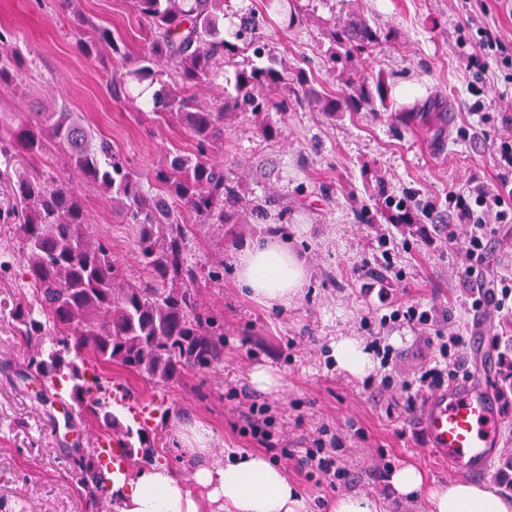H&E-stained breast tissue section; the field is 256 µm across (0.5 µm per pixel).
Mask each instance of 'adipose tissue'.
<instances>
[{"instance_id":"obj_1","label":"adipose tissue","mask_w":512,"mask_h":512,"mask_svg":"<svg viewBox=\"0 0 512 512\" xmlns=\"http://www.w3.org/2000/svg\"><path fill=\"white\" fill-rule=\"evenodd\" d=\"M235 268L240 285L268 304L287 303L306 281L303 264L272 237L240 249ZM190 436L195 453L204 458L190 481L174 478L163 465L141 471L129 481L114 479L121 512H207L212 503L219 504L222 512H302L299 490L263 455L216 458L206 429L191 428ZM390 484L402 497L426 493L429 512H512V499L488 486L453 479L425 490L422 473L412 466L394 470Z\"/></svg>"}]
</instances>
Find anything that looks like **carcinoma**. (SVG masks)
Wrapping results in <instances>:
<instances>
[{"label":"carcinoma","instance_id":"carcinoma-1","mask_svg":"<svg viewBox=\"0 0 512 512\" xmlns=\"http://www.w3.org/2000/svg\"><path fill=\"white\" fill-rule=\"evenodd\" d=\"M73 17V35L80 48L109 49L127 59L125 44L112 32L62 0ZM228 0H132L145 36V47L132 67L111 81L117 86L144 87L137 94L155 120H172L194 140L191 154L174 153L156 172L163 185L157 193L143 184L122 154L98 130L61 107L54 112H25L8 132H0V185L9 187L13 204L0 205V224H13L25 245L24 270L29 288L0 294V317L27 347L20 382L44 385L41 399L68 397L79 407L69 428L91 427L86 443L74 442L68 464L81 475L82 496L98 506L110 497V479L101 469L106 449H118L117 473L130 479L146 464L166 453L165 435L123 424L112 412V382L101 371L117 364L155 389L191 371L216 368L224 361V323L198 299L196 273L188 264V225L183 213L203 224H228L243 210L256 220L269 217L288 223V206L274 195L242 193L239 178L214 159L222 149L224 120L238 113L249 117L266 136L277 134L272 113L286 111L293 98L298 106L321 105L334 113L339 104L324 99L288 61L262 45L256 12L240 20L235 40L224 37L221 14ZM276 6L289 23L302 20L301 0H262ZM327 69L371 53L382 33L369 20L354 15L327 29ZM16 29L0 24V84L11 80L17 43ZM230 90L214 111L200 103L198 89L224 76ZM345 108L359 112L379 105L389 110L384 80L370 90L346 81ZM423 121L442 134L448 114L439 107L422 112ZM63 152L70 168L86 182L112 197L121 223L140 232L141 262L152 279L131 282L112 258L107 243L88 231L86 210L73 178L34 165L47 146ZM26 163L11 169L12 159ZM100 372L87 376L88 356Z\"/></svg>","mask_w":512,"mask_h":512}]
</instances>
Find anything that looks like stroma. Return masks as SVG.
<instances>
[{"instance_id":"35a3bbf8","label":"stroma","mask_w":512,"mask_h":512,"mask_svg":"<svg viewBox=\"0 0 512 512\" xmlns=\"http://www.w3.org/2000/svg\"><path fill=\"white\" fill-rule=\"evenodd\" d=\"M79 6L118 35L132 55L140 54L144 41L131 0H79ZM350 12L392 34L345 73L370 84L385 79L392 111L330 114L292 104L277 116L281 133L272 138L246 115L226 122L225 168L242 175L247 191L287 198L288 221L203 224L185 214L197 291L204 306L224 319V362L156 390L113 369V382L124 389L113 392L111 403L123 423L166 435L165 465L186 480L201 457L184 450L182 428H206L218 456L261 453L265 447L252 438L245 411L252 401L265 402L275 420L276 447H307L324 429L343 440L349 486L315 484L295 462L281 461L305 512H330L332 502L347 494L370 497L380 512H427L425 496H397L388 474L376 472L373 462L383 454L394 467H416L429 489L449 480L413 427L418 394L405 387L433 365L434 329L381 325L387 306L370 290L382 287L391 300L433 308L434 328L450 324L465 336H486L500 351L512 346V320L491 309H462L463 258L439 230L448 221L449 191L498 183L496 151L512 122V69L490 68L485 96L475 94L478 81L459 41L473 44L478 36L460 0H310L302 25L266 16L263 40L316 89L337 99L342 76L325 66V22ZM0 22L25 33L18 72L0 86V120L6 125H17L22 112L48 99L67 106L92 121L146 184L168 152L193 151V139L176 123L154 122L137 103L113 97L109 83L121 65L108 54L77 49L60 0H0ZM430 102L448 110V128L439 136L408 114ZM81 191L94 234L111 243L129 280L146 278L137 227L121 223L100 190L85 183ZM410 198L417 201L416 223H396L387 201ZM490 230L488 258L476 273L512 279V226L494 224ZM386 233L398 241L388 258L381 240ZM269 234L287 242L307 271L303 288L285 305L252 298L239 286L232 263L238 248ZM219 265L223 275L212 278ZM343 336L391 346L392 365L349 375L333 354ZM25 356V346L0 322V512H95L78 495L79 476L66 461L62 411L12 382ZM258 368L279 375L280 386L258 389L252 382ZM387 374L393 380L386 385Z\"/></svg>"}]
</instances>
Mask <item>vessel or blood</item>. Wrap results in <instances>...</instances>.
<instances>
[{
  "label": "vessel or blood",
  "instance_id": "b4317fda",
  "mask_svg": "<svg viewBox=\"0 0 512 512\" xmlns=\"http://www.w3.org/2000/svg\"><path fill=\"white\" fill-rule=\"evenodd\" d=\"M494 357L482 374L449 382L420 397L417 430L426 450L447 462L454 475H492L506 425L502 399L493 383Z\"/></svg>",
  "mask_w": 512,
  "mask_h": 512
}]
</instances>
